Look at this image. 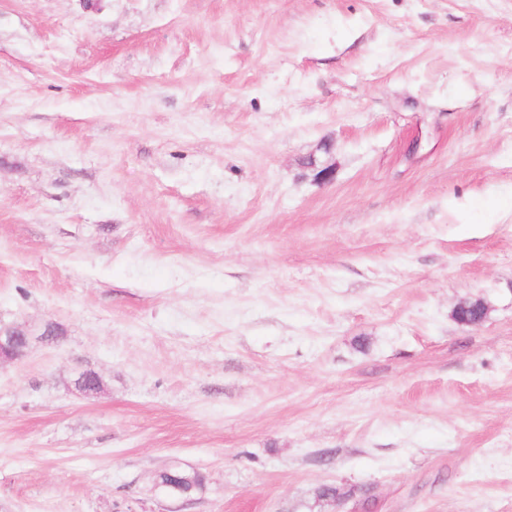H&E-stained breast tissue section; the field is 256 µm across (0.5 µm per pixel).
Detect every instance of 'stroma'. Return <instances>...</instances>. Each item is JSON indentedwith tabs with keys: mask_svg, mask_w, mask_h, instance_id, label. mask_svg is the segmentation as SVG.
<instances>
[{
	"mask_svg": "<svg viewBox=\"0 0 512 512\" xmlns=\"http://www.w3.org/2000/svg\"><path fill=\"white\" fill-rule=\"evenodd\" d=\"M0 325V512H512V0H0ZM30 334L23 326H0V364L22 358L30 345ZM18 347L23 350L18 352Z\"/></svg>",
	"mask_w": 512,
	"mask_h": 512,
	"instance_id": "1",
	"label": "stroma"
}]
</instances>
